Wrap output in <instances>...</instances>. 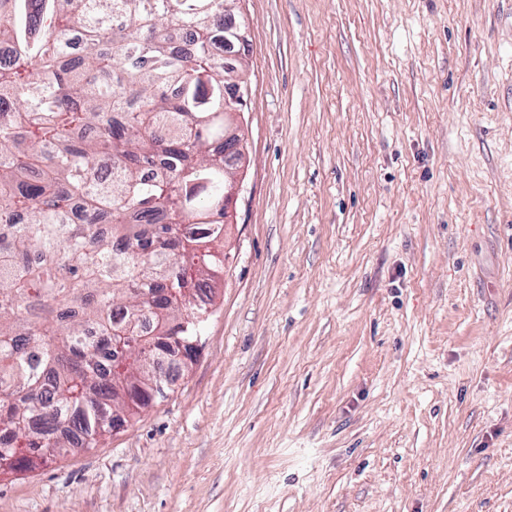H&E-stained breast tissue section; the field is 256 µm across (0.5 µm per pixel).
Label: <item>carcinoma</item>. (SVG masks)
I'll return each instance as SVG.
<instances>
[{"instance_id": "obj_1", "label": "carcinoma", "mask_w": 512, "mask_h": 512, "mask_svg": "<svg viewBox=\"0 0 512 512\" xmlns=\"http://www.w3.org/2000/svg\"><path fill=\"white\" fill-rule=\"evenodd\" d=\"M232 0H0V460L95 448L116 336L202 338L224 275Z\"/></svg>"}]
</instances>
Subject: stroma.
<instances>
[{"label": "stroma", "mask_w": 512, "mask_h": 512, "mask_svg": "<svg viewBox=\"0 0 512 512\" xmlns=\"http://www.w3.org/2000/svg\"><path fill=\"white\" fill-rule=\"evenodd\" d=\"M203 347L0 512H512V0H242Z\"/></svg>", "instance_id": "stroma-1"}]
</instances>
